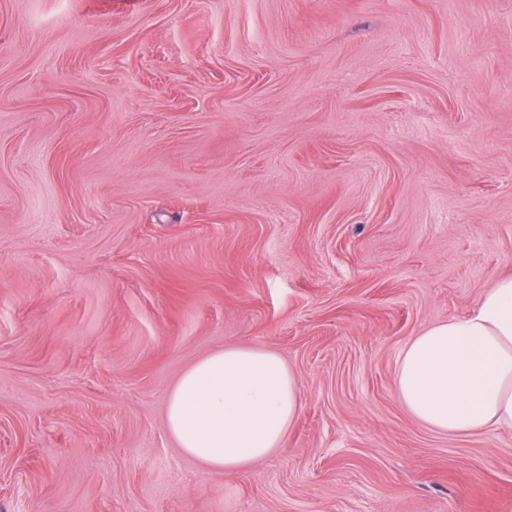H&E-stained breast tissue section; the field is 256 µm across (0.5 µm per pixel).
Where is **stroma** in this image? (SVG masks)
<instances>
[{
    "label": "stroma",
    "instance_id": "1",
    "mask_svg": "<svg viewBox=\"0 0 512 512\" xmlns=\"http://www.w3.org/2000/svg\"><path fill=\"white\" fill-rule=\"evenodd\" d=\"M512 274V0H0V512H512L401 349ZM227 345L303 406L243 475L167 395Z\"/></svg>",
    "mask_w": 512,
    "mask_h": 512
}]
</instances>
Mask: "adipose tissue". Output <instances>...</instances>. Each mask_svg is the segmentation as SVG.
I'll return each instance as SVG.
<instances>
[{
  "mask_svg": "<svg viewBox=\"0 0 512 512\" xmlns=\"http://www.w3.org/2000/svg\"><path fill=\"white\" fill-rule=\"evenodd\" d=\"M395 385L401 404L437 433L512 430V275L496 278L467 315L413 336ZM301 407L298 379L277 352L228 345L183 372L167 397L166 427L186 455L241 475L282 447Z\"/></svg>",
  "mask_w": 512,
  "mask_h": 512,
  "instance_id": "ef3b65f1",
  "label": "adipose tissue"
}]
</instances>
